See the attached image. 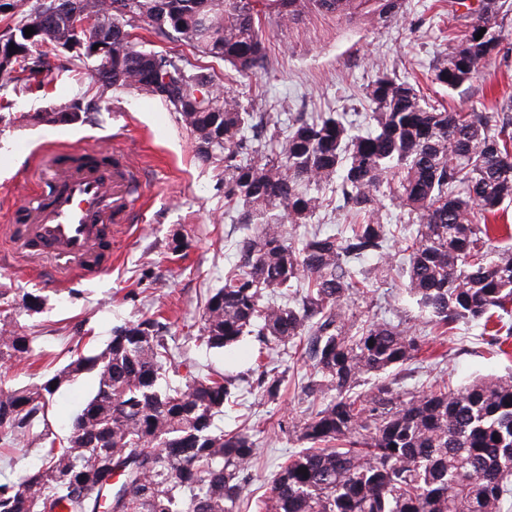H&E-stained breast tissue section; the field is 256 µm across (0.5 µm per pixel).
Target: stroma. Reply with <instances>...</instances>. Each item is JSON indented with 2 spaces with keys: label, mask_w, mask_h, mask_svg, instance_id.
I'll return each mask as SVG.
<instances>
[{
  "label": "stroma",
  "mask_w": 512,
  "mask_h": 512,
  "mask_svg": "<svg viewBox=\"0 0 512 512\" xmlns=\"http://www.w3.org/2000/svg\"><path fill=\"white\" fill-rule=\"evenodd\" d=\"M468 22L458 0H403V19L391 25L309 13L284 25H263L268 64L257 77L241 78L221 63L215 69L225 90L252 104L254 111L282 120L299 112H343L348 120L362 122L369 110L366 89L382 70L417 80L433 105L454 112L489 108L512 97V54L493 58L480 78L455 91L433 79L432 63L445 48L449 30ZM95 69L92 59L74 72L50 64L41 74L42 90L24 94L14 93L11 74H0V293L11 298L29 291L43 299L38 310L17 311L12 327L34 336V351L30 358L0 365V384L36 382L40 372L68 363L70 346L95 354L115 327L161 311L170 335L182 339V351L202 372L241 379L237 404L216 423L227 431L249 428L256 439L241 512H259L274 474L304 446L297 424L312 407L302 391L311 369L294 350H270V367L284 375L281 395L271 402L245 379L257 355L253 339L230 350L205 351L187 344V337L198 331L208 294L223 285L224 273L236 259L239 232L231 220L233 209L224 201V167L199 162L194 137L176 113L132 90L114 91L111 99L95 102L71 123L42 121L54 103L92 99ZM116 141L134 152L145 173L143 221L118 228L112 264L96 274L61 280L50 272L31 273L30 262L18 254L3 227L8 209L33 201L49 175L35 166L34 155L46 147H109ZM177 235L186 243L180 257L171 251ZM373 288V294L356 300L354 311L407 323L401 268H389ZM422 356L423 363L396 369L402 390L416 393L442 381L460 385L512 376V354H496L479 330L465 323L425 345ZM96 385L91 371L62 384L49 408L55 432L64 433Z\"/></svg>",
  "instance_id": "1"
}]
</instances>
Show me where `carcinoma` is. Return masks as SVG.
<instances>
[{
    "label": "carcinoma",
    "mask_w": 512,
    "mask_h": 512,
    "mask_svg": "<svg viewBox=\"0 0 512 512\" xmlns=\"http://www.w3.org/2000/svg\"><path fill=\"white\" fill-rule=\"evenodd\" d=\"M336 2L75 0V13L58 16L53 30L37 27L27 37L31 10L15 0L6 17L17 21L0 31V66L30 91L64 43L85 42L67 56L77 66L96 37L108 39L112 56L95 76L96 98L119 88L152 97L184 121L199 160L224 163V200L244 234L190 340L226 349L253 336L270 350L303 338L312 370L306 396L324 400L299 420L310 447L276 473L264 512H512V377L405 393L386 373L415 362L421 331L362 320L349 309L370 292L372 269L363 263L387 267L393 230L381 221V206L394 182L400 206L418 220L406 288L415 320L434 336L476 323L493 348L512 337V324L492 320L512 304V248L494 244L487 224L512 203V101L450 112L408 78L383 73L367 88V131L338 113L300 112L285 126L247 111L209 67L182 54L132 50L131 27L145 16L156 36L252 78L267 67L265 21L285 24L311 12L384 24L403 18L400 0H343L339 14ZM505 5L461 3L478 18L468 31L448 34L432 68L436 83L456 90L481 74L489 46L509 52L498 22ZM110 8L129 9L122 27L77 29L75 22ZM85 110L74 98L53 105L45 120L67 124L65 115ZM330 193L353 224L340 234L317 227L293 242L285 223H308ZM167 325L160 314L143 315L115 328L99 353L75 349L39 382L0 388V446L8 449L37 427L48 438L57 389L85 369L97 374L96 392L68 434L40 449V464L0 482V512H239L256 442L247 431L226 434L214 425L239 386L196 373L165 335ZM33 342L0 331V360L30 356ZM255 372L264 395L277 399L283 379L262 361ZM366 374L381 381L357 395ZM115 468L123 470L116 484Z\"/></svg>",
    "instance_id": "carcinoma-1"
}]
</instances>
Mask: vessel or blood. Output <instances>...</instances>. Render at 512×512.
Here are the masks:
<instances>
[{"mask_svg": "<svg viewBox=\"0 0 512 512\" xmlns=\"http://www.w3.org/2000/svg\"><path fill=\"white\" fill-rule=\"evenodd\" d=\"M72 165L70 154L55 151L54 173L33 207L11 214L10 235L23 255L46 259L77 274L96 268V259L112 240V227L128 223L139 192L132 184L138 165L129 154L105 165L96 150Z\"/></svg>", "mask_w": 512, "mask_h": 512, "instance_id": "b4317fda", "label": "vessel or blood"}]
</instances>
